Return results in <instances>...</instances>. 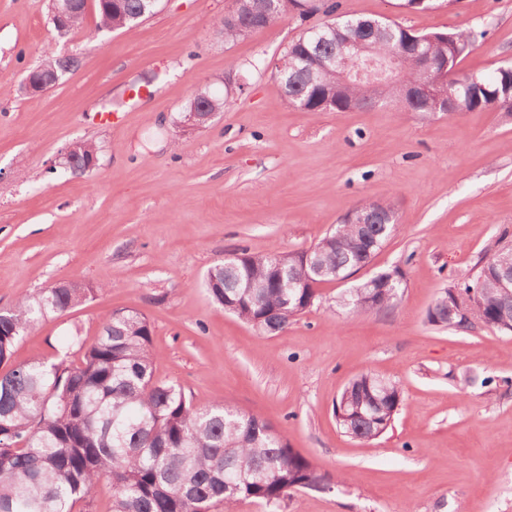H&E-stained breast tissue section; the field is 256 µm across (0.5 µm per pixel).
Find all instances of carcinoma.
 <instances>
[{"label":"carcinoma","mask_w":512,"mask_h":512,"mask_svg":"<svg viewBox=\"0 0 512 512\" xmlns=\"http://www.w3.org/2000/svg\"><path fill=\"white\" fill-rule=\"evenodd\" d=\"M340 0H243L238 19L222 23L224 40L237 41L285 16L305 20L324 9L332 26L310 30L293 41L275 66L283 102L307 112H343L393 107L429 116L452 95L462 112H512V66L490 77L461 72L459 60L474 47L466 29L417 33L387 18L342 10ZM150 0H121L110 13L97 12V31L120 29L150 14ZM361 41L382 62L399 59V74L425 86L431 100L408 99L387 78L340 81L329 65L349 41ZM72 55H52L45 75L78 66ZM92 142H77L63 165L74 175L90 171L97 157ZM390 204L373 212V223L342 222L304 251L255 255L245 249L215 265L205 281L212 301L263 334H277L310 310L317 286L343 281L368 266L397 230ZM499 251L480 261L475 275L445 289L428 312L437 326L460 328L475 322L501 332L512 317V301L499 286ZM399 273H380L340 297L353 313L373 314L393 306ZM93 289L61 281L0 310V365L32 324L64 315L87 300ZM470 302L468 314L455 311L454 295ZM82 352L79 362L69 351ZM157 351L148 319L133 310L106 314L89 345L80 331L68 336L66 351L53 362L32 361L0 374V512H73L96 484L112 482V512H229L253 501L277 512L303 488H320L331 478L288 446L260 416L226 403L199 406L173 382L155 379ZM402 388L391 380L362 374L336 399L343 432L369 442L391 427Z\"/></svg>","instance_id":"1"}]
</instances>
